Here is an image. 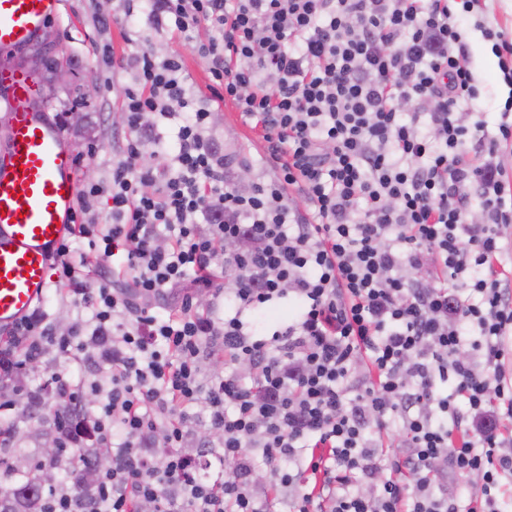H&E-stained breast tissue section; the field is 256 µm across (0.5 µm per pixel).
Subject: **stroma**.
<instances>
[{"mask_svg": "<svg viewBox=\"0 0 512 512\" xmlns=\"http://www.w3.org/2000/svg\"><path fill=\"white\" fill-rule=\"evenodd\" d=\"M117 0H62L60 17L53 21L36 43L34 49L24 50L14 57L23 64L33 52L45 58L63 62L70 80L61 85L51 79L49 71H40L37 79L38 103L50 115L71 112L81 107L80 121L70 123L67 140L80 156L81 169L92 172L93 179L106 177L114 159L112 145L121 128L120 102L116 97L96 92L88 103H81V88L89 77L97 75V45L102 37H109L116 55L122 56L134 48L152 49L158 54L179 52L185 61L187 83L197 99L206 101L212 94L208 88V63L194 54L183 39L162 38L152 31L141 30L137 42L125 41L119 26H111L108 35H101L93 22L97 13H112ZM502 30L512 39V0H485L482 11L470 15L463 37L468 45L466 62L471 67L479 91L477 99L469 106L480 115L488 134H495L501 114L512 87L504 83L498 68V59L492 52V43L482 32V27ZM214 134L224 148V153L236 165L238 172L248 173L250 180H266L273 174L270 166L260 164L264 143L256 131L244 124L231 104H223L214 117ZM54 409L51 403L39 407L20 404L13 424L21 435L8 444L9 450L26 449L32 458H39L48 439L54 438L51 426Z\"/></svg>", "mask_w": 512, "mask_h": 512, "instance_id": "1", "label": "stroma"}]
</instances>
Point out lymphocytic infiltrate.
Instances as JSON below:
<instances>
[{
  "label": "lymphocytic infiltrate",
  "instance_id": "f902f5d3",
  "mask_svg": "<svg viewBox=\"0 0 512 512\" xmlns=\"http://www.w3.org/2000/svg\"><path fill=\"white\" fill-rule=\"evenodd\" d=\"M99 22L209 30L193 50L274 175L239 189L181 55L100 44L123 135L51 255L91 316L59 335L38 308L0 330V414L57 397V447L112 451L89 492L51 485L43 512H271L281 488L293 512H500L512 120L493 136L463 123L477 88L451 0H119ZM200 288L223 316L195 306ZM288 302L287 322L256 332L258 310ZM51 347L110 372L28 390ZM201 404L232 469L214 482L188 449ZM259 461L273 482L255 481Z\"/></svg>",
  "mask_w": 512,
  "mask_h": 512
}]
</instances>
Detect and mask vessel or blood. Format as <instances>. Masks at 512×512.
Returning a JSON list of instances; mask_svg holds the SVG:
<instances>
[{"label":"vessel or blood","instance_id":"1","mask_svg":"<svg viewBox=\"0 0 512 512\" xmlns=\"http://www.w3.org/2000/svg\"><path fill=\"white\" fill-rule=\"evenodd\" d=\"M61 0H0V326L45 300L50 256L77 200L75 159L63 129L36 107L29 74L10 61L59 14Z\"/></svg>","mask_w":512,"mask_h":512}]
</instances>
